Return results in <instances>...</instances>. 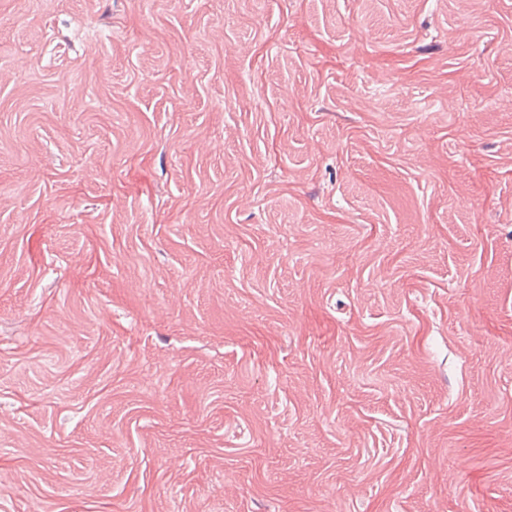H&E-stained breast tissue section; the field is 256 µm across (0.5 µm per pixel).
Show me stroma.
<instances>
[{
  "instance_id": "obj_1",
  "label": "stroma",
  "mask_w": 512,
  "mask_h": 512,
  "mask_svg": "<svg viewBox=\"0 0 512 512\" xmlns=\"http://www.w3.org/2000/svg\"><path fill=\"white\" fill-rule=\"evenodd\" d=\"M0 512H512V0H0Z\"/></svg>"
}]
</instances>
